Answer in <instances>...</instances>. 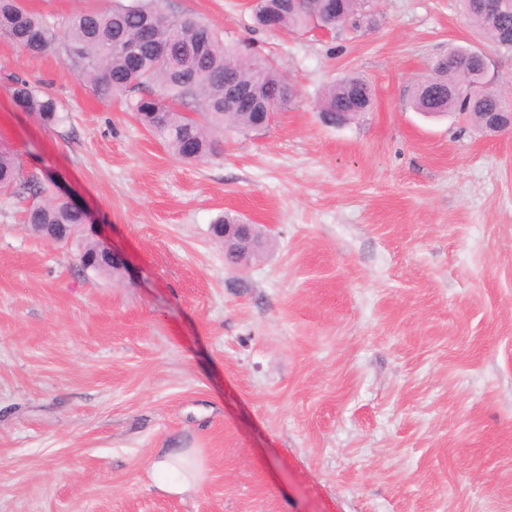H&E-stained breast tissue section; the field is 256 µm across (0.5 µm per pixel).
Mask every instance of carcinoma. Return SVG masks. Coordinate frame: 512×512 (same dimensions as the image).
<instances>
[{
  "mask_svg": "<svg viewBox=\"0 0 512 512\" xmlns=\"http://www.w3.org/2000/svg\"><path fill=\"white\" fill-rule=\"evenodd\" d=\"M253 0L256 25L286 32L319 28L336 33L348 27L371 30L378 26L371 0ZM503 16L493 20L478 0H461L463 12L477 34L495 50L512 52V0H504ZM149 36H143L145 29ZM0 37L30 55L64 46L68 61L98 95L125 98L136 119L162 139L183 161L205 162L221 144L213 136L229 127L242 134L256 132L260 100H279L286 106L285 79L268 60L243 56L224 46L214 29L190 14H173L162 0H130L105 10L91 9L49 19L26 9L21 0H0ZM482 60L471 49L452 46L432 59L428 84L435 95L415 92L412 107L424 114L459 112L484 128L487 113L501 111L494 96L473 97ZM241 78L253 84L259 99L224 105V81ZM13 100L23 112L52 128L65 115L57 100L20 77H12ZM373 90L359 74L345 75L322 92L320 112L343 124L370 111ZM0 192L31 200L25 210L27 228L52 243H77L81 267L112 274V265L98 255L96 240L83 230L86 212L48 195L38 174L25 170L19 155L0 147Z\"/></svg>",
  "mask_w": 512,
  "mask_h": 512,
  "instance_id": "obj_1",
  "label": "carcinoma"
}]
</instances>
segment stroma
<instances>
[{
    "instance_id": "1",
    "label": "stroma",
    "mask_w": 512,
    "mask_h": 512,
    "mask_svg": "<svg viewBox=\"0 0 512 512\" xmlns=\"http://www.w3.org/2000/svg\"><path fill=\"white\" fill-rule=\"evenodd\" d=\"M252 0H165L297 96L269 129L176 158L63 48L0 40V146L128 262L82 270L0 195V512H512V133L410 106L430 59L484 47L458 0H380L377 28H255ZM365 76L371 112L317 103ZM69 114L47 130L11 76ZM265 242L230 267L210 226ZM166 448L197 492L154 487ZM372 104L373 90L370 82L359 74H352L343 76L325 88L319 100V109L330 122L335 124L338 115L340 122L345 124L369 112Z\"/></svg>"
}]
</instances>
